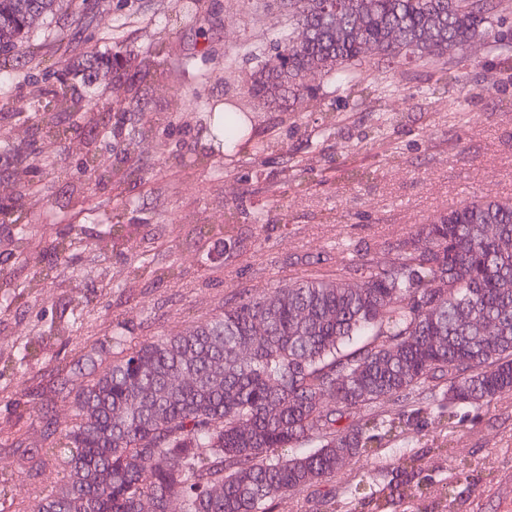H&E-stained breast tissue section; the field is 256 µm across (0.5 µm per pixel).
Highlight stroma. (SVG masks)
<instances>
[{"mask_svg": "<svg viewBox=\"0 0 512 512\" xmlns=\"http://www.w3.org/2000/svg\"><path fill=\"white\" fill-rule=\"evenodd\" d=\"M285 12L283 0H59L22 45L0 55V200L28 222L40 257L33 266L11 256L17 228L0 223V469L22 488L30 481L8 442L23 432L44 447L37 392L83 349L111 351L115 326L133 341L183 332L243 290L283 288L358 253L387 261L396 241L449 208L512 198V5L466 60L449 57L456 80L444 88L432 64L412 61L395 73L372 57L364 76L389 90L363 104L319 75L307 102L249 95L258 66L248 50L269 44ZM157 45L160 56L148 57ZM146 67L157 78L140 80ZM63 81L87 99V116L55 112L52 136L35 104ZM226 107L247 112L267 152L213 141L209 115ZM142 126L150 135L129 139ZM90 153L119 174L90 177ZM349 169L371 176L352 183ZM228 208L237 238L229 253L217 242ZM105 224L123 225L126 238L110 242ZM65 236L73 245L64 266L51 246ZM141 254L153 268L132 274ZM171 263L177 279H158L156 268ZM39 269L48 279L28 289ZM71 312L84 324L64 345L48 328ZM30 340L36 355L17 364ZM438 411L424 399L407 403V441L350 460L273 512H374L348 488L400 483L404 450L433 491L465 464L456 487L463 512H512V393L457 407L449 425L434 423Z\"/></svg>", "mask_w": 512, "mask_h": 512, "instance_id": "obj_1", "label": "stroma"}]
</instances>
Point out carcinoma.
I'll return each mask as SVG.
<instances>
[{
	"label": "carcinoma",
	"instance_id": "carcinoma-1",
	"mask_svg": "<svg viewBox=\"0 0 512 512\" xmlns=\"http://www.w3.org/2000/svg\"><path fill=\"white\" fill-rule=\"evenodd\" d=\"M503 0H288V25L261 53L249 94L315 97L314 71L367 98L362 65L380 55L438 67L481 37ZM56 0H0V53L22 43L33 15ZM80 112L83 100L57 91L41 106ZM219 131L232 149L241 117ZM494 227L489 235L485 227ZM263 325L262 331L256 326ZM117 355L104 373L83 354L61 369L46 405L72 397L74 422L47 448L15 437L10 447L40 492L33 512H270V504L334 475L347 458L369 456L406 435L404 415L375 413L389 401L439 391L448 418L512 392V199L465 202L398 241L380 264L358 255L334 274L318 271L286 288L247 291L193 330L132 342L114 330ZM248 355L240 357L241 352ZM75 379L86 383L68 390ZM336 407L329 409L322 400ZM369 414L345 428L350 409ZM318 443L308 454L301 442ZM21 488L0 473V500Z\"/></svg>",
	"mask_w": 512,
	"mask_h": 512
}]
</instances>
